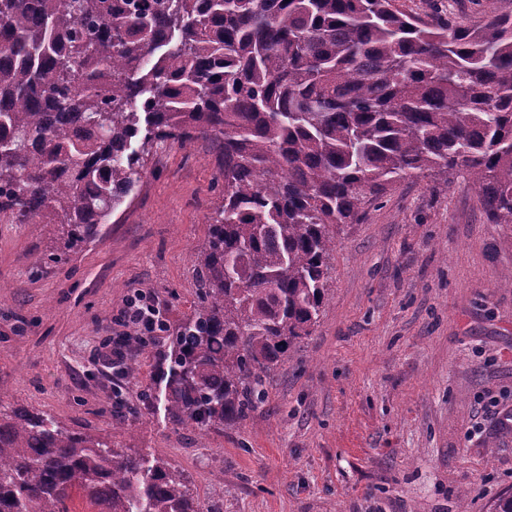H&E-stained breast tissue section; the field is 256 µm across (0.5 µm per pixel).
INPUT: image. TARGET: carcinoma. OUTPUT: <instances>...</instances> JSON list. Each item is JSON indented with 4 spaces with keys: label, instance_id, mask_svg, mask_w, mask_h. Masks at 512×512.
Returning a JSON list of instances; mask_svg holds the SVG:
<instances>
[{
    "label": "carcinoma",
    "instance_id": "obj_1",
    "mask_svg": "<svg viewBox=\"0 0 512 512\" xmlns=\"http://www.w3.org/2000/svg\"><path fill=\"white\" fill-rule=\"evenodd\" d=\"M484 22L397 0H0V223L64 254L158 142L208 138L224 180L197 300L156 348L179 427L222 431L318 323L342 226L401 181L462 170L512 225V0ZM208 512L162 458L0 409V512Z\"/></svg>",
    "mask_w": 512,
    "mask_h": 512
}]
</instances>
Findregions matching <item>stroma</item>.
Masks as SVG:
<instances>
[{
  "label": "stroma",
  "mask_w": 512,
  "mask_h": 512,
  "mask_svg": "<svg viewBox=\"0 0 512 512\" xmlns=\"http://www.w3.org/2000/svg\"><path fill=\"white\" fill-rule=\"evenodd\" d=\"M222 184L210 140L170 143L78 254L0 224V399L174 463L212 512H491L512 494V227L459 174L398 183L344 227L319 323L242 423L174 426L153 348L135 382L94 362L135 290L169 325L189 314ZM116 386L137 414L118 430Z\"/></svg>",
  "instance_id": "1"
}]
</instances>
